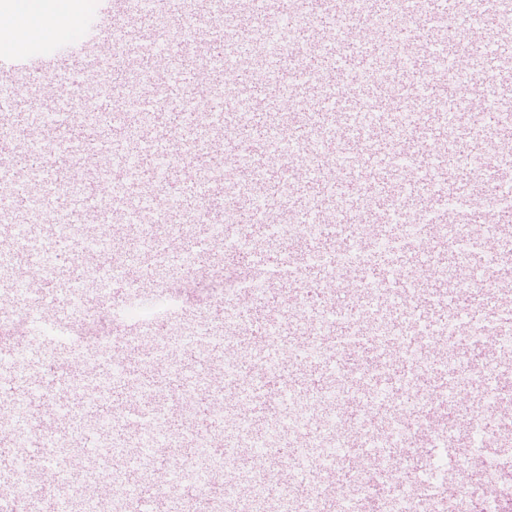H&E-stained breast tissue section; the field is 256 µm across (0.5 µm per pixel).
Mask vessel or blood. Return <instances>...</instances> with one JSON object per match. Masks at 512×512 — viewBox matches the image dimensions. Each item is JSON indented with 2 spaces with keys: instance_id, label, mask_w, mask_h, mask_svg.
I'll return each mask as SVG.
<instances>
[{
  "instance_id": "obj_1",
  "label": "vessel or blood",
  "mask_w": 512,
  "mask_h": 512,
  "mask_svg": "<svg viewBox=\"0 0 512 512\" xmlns=\"http://www.w3.org/2000/svg\"><path fill=\"white\" fill-rule=\"evenodd\" d=\"M0 0V512H69L60 473L106 474L82 512H192L200 480L182 460H226L212 492L261 473L287 475L293 512H365L377 487L402 512L403 484L440 502L478 475L459 457L447 482L421 475L428 434L482 408L512 430V264H490L512 228V0ZM353 33H339L347 9ZM463 65L466 81L445 72ZM52 144L44 157L37 145ZM296 219L315 233L263 251L252 243ZM466 226L465 260L448 238ZM368 254L376 293L329 309L338 259ZM182 278L225 264L271 265L249 291L208 305L178 332L184 299L149 271ZM302 317L288 309L298 290ZM163 294L169 312L80 340L77 308ZM31 305L17 321L19 302ZM244 322L225 346L214 327ZM485 330L480 348L466 338ZM492 361L487 378L448 368L446 350ZM320 356H311L312 348ZM188 401L183 422L178 401ZM332 415L339 448L306 446ZM245 424L257 456L224 443ZM382 421L378 434L364 422ZM133 425L137 455L124 453ZM49 477L19 491L26 472ZM130 488L114 497L112 486Z\"/></svg>"
}]
</instances>
